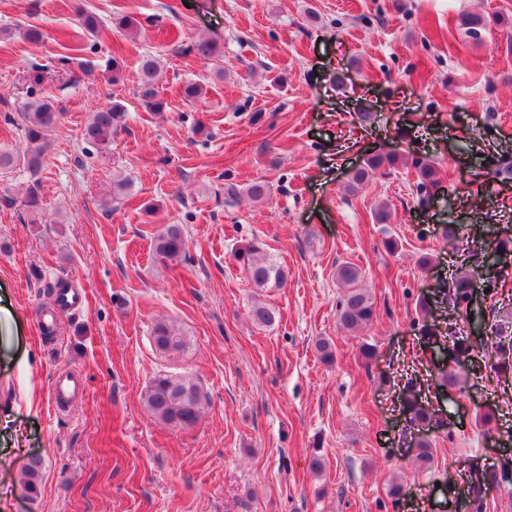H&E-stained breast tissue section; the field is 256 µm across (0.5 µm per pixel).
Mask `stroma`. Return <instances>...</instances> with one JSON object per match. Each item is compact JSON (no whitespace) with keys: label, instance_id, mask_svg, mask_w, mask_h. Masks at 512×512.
<instances>
[{"label":"stroma","instance_id":"35a3bbf8","mask_svg":"<svg viewBox=\"0 0 512 512\" xmlns=\"http://www.w3.org/2000/svg\"><path fill=\"white\" fill-rule=\"evenodd\" d=\"M81 9L107 31L74 40ZM126 11L137 32L111 29ZM464 12L498 16L482 44L463 33ZM30 26L40 43L25 39ZM201 37L219 39L222 57L187 53ZM144 54L160 60L159 114L137 93ZM115 56L126 72L113 85ZM35 66L65 118L39 174L0 170V512H452L439 482L512 454V376L483 370L456 395L450 433L427 434L428 472L397 399L419 349L418 298L447 280L449 261L481 263L464 251L474 229L512 240V175L499 172L512 164V0H0V151L24 145L16 115ZM188 82L202 99L183 98ZM115 100L117 136L87 143L89 114ZM380 150L429 158L438 202L419 206L410 163L349 190L351 170ZM34 180L36 224L22 206ZM259 180L261 203L247 194ZM166 224L187 239L186 260L168 267L153 258ZM445 224L458 239L442 238ZM253 237L287 271L283 286L253 288L235 261ZM343 262L378 312L353 333L337 321ZM62 284L84 291L81 308L55 307ZM257 304L280 322L255 323ZM159 320L182 329L184 352L155 349ZM63 373L84 390L62 406L52 389ZM159 373L207 391L194 427L145 411ZM489 402L500 414L488 434L476 412ZM33 456L46 469L31 500L18 479Z\"/></svg>","mask_w":512,"mask_h":512}]
</instances>
